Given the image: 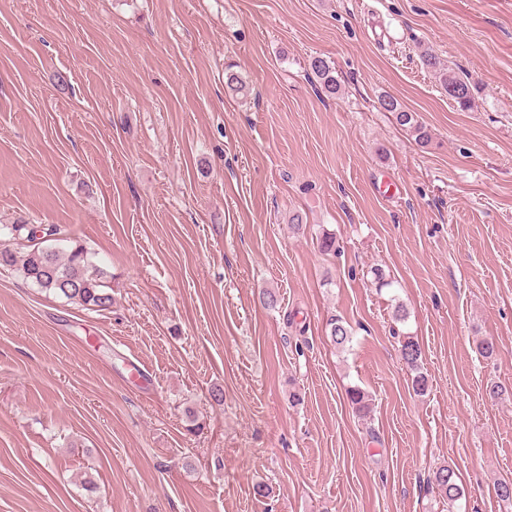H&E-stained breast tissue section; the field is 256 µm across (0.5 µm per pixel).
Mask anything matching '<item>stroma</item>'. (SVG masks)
I'll return each mask as SVG.
<instances>
[{"instance_id": "stroma-1", "label": "stroma", "mask_w": 512, "mask_h": 512, "mask_svg": "<svg viewBox=\"0 0 512 512\" xmlns=\"http://www.w3.org/2000/svg\"><path fill=\"white\" fill-rule=\"evenodd\" d=\"M4 224L60 226L112 305L0 268V512H512V0H0ZM420 60L425 69L438 74L443 88L448 92L449 100L461 110H468L471 107L476 87L468 77L457 76L449 68H444L439 58L432 53L423 52ZM309 68L318 79L322 92L326 95H336L340 91V84L336 78V68L331 62L322 57H313ZM378 103L383 111L393 114L399 126L413 132L421 144L428 145L431 142L432 136L430 131L418 120L416 113L404 110L398 101L391 96H382L378 99ZM421 349L419 344L409 336L400 342V355L406 366L415 372L412 378L413 389L423 394L428 389V379L420 372ZM431 485L436 489L444 503L452 505L464 495V490L459 484V477L455 469L448 465H442L433 471L430 478Z\"/></svg>"}]
</instances>
